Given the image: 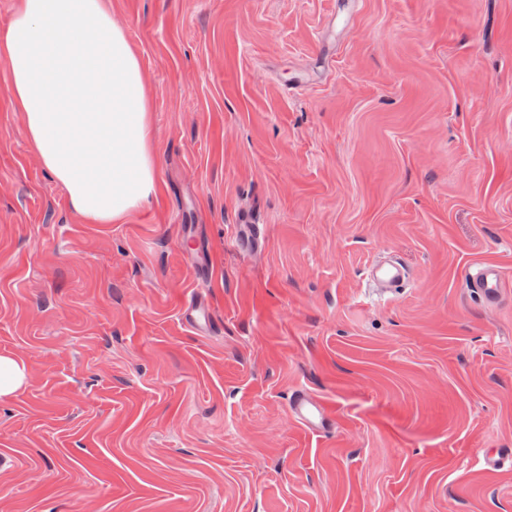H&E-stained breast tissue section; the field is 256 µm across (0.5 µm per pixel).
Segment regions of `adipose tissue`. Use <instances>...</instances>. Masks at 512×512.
Returning a JSON list of instances; mask_svg holds the SVG:
<instances>
[{
    "mask_svg": "<svg viewBox=\"0 0 512 512\" xmlns=\"http://www.w3.org/2000/svg\"><path fill=\"white\" fill-rule=\"evenodd\" d=\"M14 109L73 211L122 221L156 190L146 84L107 0H21L0 28Z\"/></svg>",
    "mask_w": 512,
    "mask_h": 512,
    "instance_id": "adipose-tissue-1",
    "label": "adipose tissue"
}]
</instances>
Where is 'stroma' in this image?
<instances>
[{
    "label": "stroma",
    "mask_w": 512,
    "mask_h": 512,
    "mask_svg": "<svg viewBox=\"0 0 512 512\" xmlns=\"http://www.w3.org/2000/svg\"><path fill=\"white\" fill-rule=\"evenodd\" d=\"M108 4L156 160L125 220L74 214L0 62V512H512V0ZM371 278L373 281H380L385 288H398L403 285L407 278V270L400 263L384 267L377 265L371 271ZM473 288H478L488 303L499 299L503 283L499 266L495 263H483L475 268L471 276ZM26 379V369L22 362L11 357L0 356V396L16 391ZM289 409L295 420L306 430L326 432L336 428V411L332 405L303 390L293 392Z\"/></svg>",
    "instance_id": "1"
}]
</instances>
